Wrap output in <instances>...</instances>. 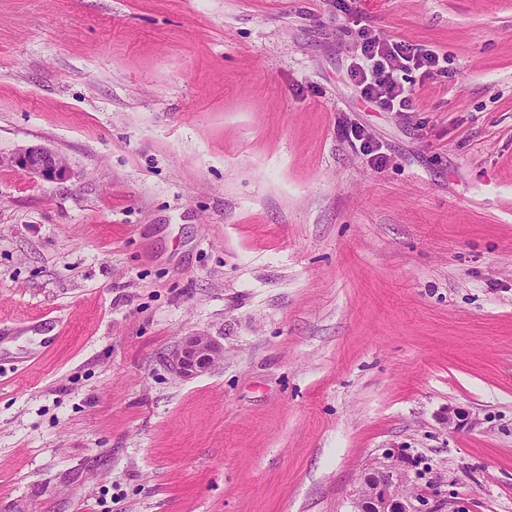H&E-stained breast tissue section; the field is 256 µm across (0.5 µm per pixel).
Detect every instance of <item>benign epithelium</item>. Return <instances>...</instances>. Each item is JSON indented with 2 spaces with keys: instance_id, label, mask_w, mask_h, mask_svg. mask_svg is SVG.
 Listing matches in <instances>:
<instances>
[{
  "instance_id": "benign-epithelium-1",
  "label": "benign epithelium",
  "mask_w": 512,
  "mask_h": 512,
  "mask_svg": "<svg viewBox=\"0 0 512 512\" xmlns=\"http://www.w3.org/2000/svg\"><path fill=\"white\" fill-rule=\"evenodd\" d=\"M6 163L46 181H62L68 174L61 156L41 144L19 149ZM222 354L223 348L211 337L194 335L171 353L169 363L180 376L192 378L211 369ZM411 482V475L398 462V455L387 451L370 465L356 489L354 508L357 512H414L404 492Z\"/></svg>"
}]
</instances>
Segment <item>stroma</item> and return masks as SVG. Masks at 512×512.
Returning <instances> with one entry per match:
<instances>
[{"mask_svg": "<svg viewBox=\"0 0 512 512\" xmlns=\"http://www.w3.org/2000/svg\"><path fill=\"white\" fill-rule=\"evenodd\" d=\"M363 29L445 58L410 111ZM388 449L512 512V0H0V512H353ZM360 53L355 56L351 76L363 96L385 111L406 112L411 109V90L398 80V74L411 67L433 71L439 57L430 51L422 52L402 42H380L368 32L362 34ZM3 162L46 181H62L68 174L66 162L61 156L41 144L21 148ZM223 354V348L210 336H188L170 355V367L185 378L211 369Z\"/></svg>", "mask_w": 512, "mask_h": 512, "instance_id": "1", "label": "stroma"}]
</instances>
